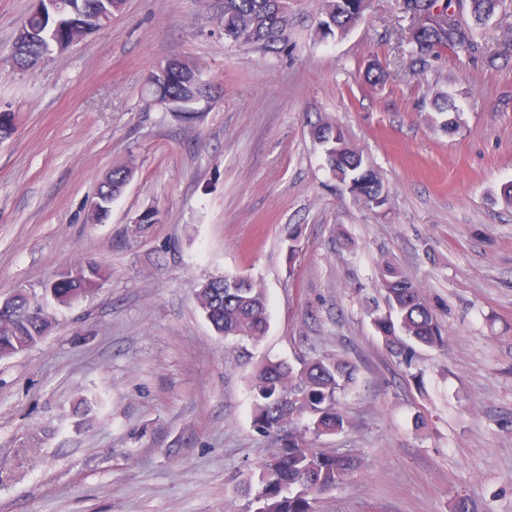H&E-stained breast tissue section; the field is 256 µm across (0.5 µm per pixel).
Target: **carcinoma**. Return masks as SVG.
<instances>
[{"mask_svg":"<svg viewBox=\"0 0 512 512\" xmlns=\"http://www.w3.org/2000/svg\"><path fill=\"white\" fill-rule=\"evenodd\" d=\"M62 12H73L82 22L92 24L120 11L124 0H62ZM224 31L235 35L234 44L264 54L286 48L288 7H273L270 0H222ZM503 0H469L468 19L455 12L438 29L426 30L401 41L409 46L412 73L431 66L433 59L453 47L472 53L477 37L502 8ZM368 9V0H318L316 25L319 33L343 36L351 22ZM29 37L28 55L15 60L12 68L28 72L50 52L67 49L75 37L72 20L45 12L28 16L24 23ZM208 93L200 70L190 62L172 58L165 69L154 71L149 80V100L172 106V114L185 124L199 119L194 104ZM442 126L455 131L461 126L460 112L449 101L438 107ZM314 140L325 147L329 168L344 188L374 208L387 203L388 192L378 172L351 146L336 122L318 117L310 124ZM133 177V167L119 165L100 183L99 211L87 220L100 223L107 218L112 202ZM106 277L94 261H82L62 268L44 288L46 299L67 306L97 288ZM378 281L396 319L377 317L374 325L390 353L401 363L412 365L415 347L445 345L439 322L427 305L422 290L395 263L378 264ZM197 303L213 329L226 339L257 342L268 328V300L265 291L248 277L224 275L211 278L195 289ZM53 323L44 309L24 291L15 294L10 306L0 311V356H11L35 345L51 330ZM355 382V368L341 358L309 356L292 365L265 360L255 365L250 376L253 396V425L260 433L276 436L280 448L259 465L257 472L238 488L246 499V512H312L310 496L325 494L344 483L356 470L351 455L321 452L311 437L333 434L345 428L347 420L338 407L339 395Z\"/></svg>","mask_w":512,"mask_h":512,"instance_id":"1","label":"carcinoma"}]
</instances>
